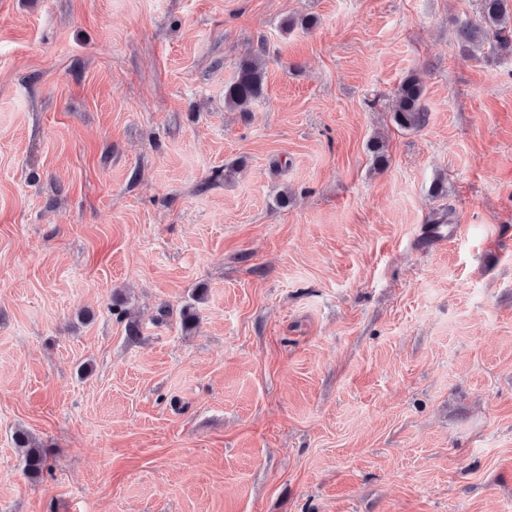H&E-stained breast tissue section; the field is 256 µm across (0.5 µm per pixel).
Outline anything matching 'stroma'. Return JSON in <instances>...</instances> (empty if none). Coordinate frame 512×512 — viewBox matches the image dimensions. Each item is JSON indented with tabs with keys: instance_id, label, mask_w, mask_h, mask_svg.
Instances as JSON below:
<instances>
[{
	"instance_id": "1",
	"label": "stroma",
	"mask_w": 512,
	"mask_h": 512,
	"mask_svg": "<svg viewBox=\"0 0 512 512\" xmlns=\"http://www.w3.org/2000/svg\"><path fill=\"white\" fill-rule=\"evenodd\" d=\"M478 19L0 0V512H512V57L460 50ZM263 53H255L242 59L235 71L233 80L224 87L226 106L247 111V105L258 98L263 91ZM425 87L416 74L408 75L396 88L390 108L393 123L405 131H418L428 123L424 106ZM14 443L22 452L26 472L31 476H39L46 468V454L40 444L25 430L15 432Z\"/></svg>"
}]
</instances>
